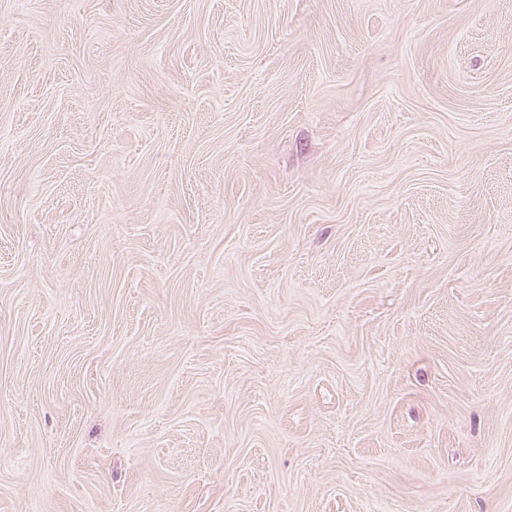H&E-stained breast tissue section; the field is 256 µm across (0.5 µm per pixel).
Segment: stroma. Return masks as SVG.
<instances>
[{"label":"stroma","instance_id":"1","mask_svg":"<svg viewBox=\"0 0 512 512\" xmlns=\"http://www.w3.org/2000/svg\"><path fill=\"white\" fill-rule=\"evenodd\" d=\"M0 512H512V0H0Z\"/></svg>","mask_w":512,"mask_h":512}]
</instances>
